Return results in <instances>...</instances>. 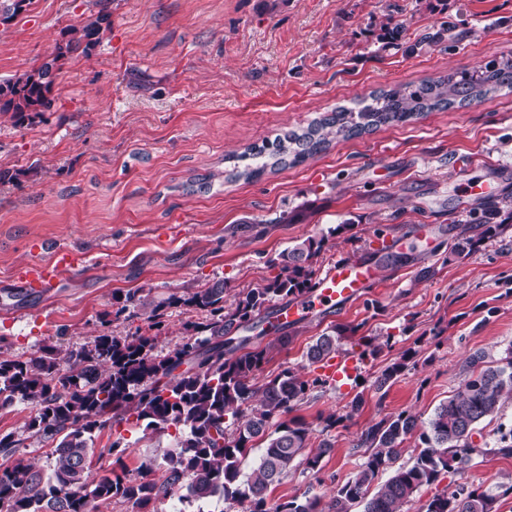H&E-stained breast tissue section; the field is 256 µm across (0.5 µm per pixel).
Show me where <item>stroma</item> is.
<instances>
[{"mask_svg":"<svg viewBox=\"0 0 512 512\" xmlns=\"http://www.w3.org/2000/svg\"><path fill=\"white\" fill-rule=\"evenodd\" d=\"M93 0H30L0 24V80L51 55L61 30ZM112 27L90 55L64 60L42 122L15 126L0 114V359L40 347L75 349L108 332L162 328L156 354L174 350L203 313L167 306L214 280L230 295L261 287L271 264L303 240H323L315 270L338 259L375 264L376 285L329 317L288 328L257 375L291 368L312 387L296 408L309 445L334 448L321 472L289 473L272 500L297 490L330 495L356 470L358 433L384 415L428 419L464 378L466 358L500 357L512 344V89L436 109L406 123L332 140L300 164L242 172L251 148L302 131L339 107L361 108L379 91L417 85L512 59V0H111ZM489 197L471 194L472 183ZM491 211L501 230L485 236L473 214ZM415 224L436 227V248L389 246ZM478 240L456 254L459 234ZM77 253L42 295L17 275ZM134 293L138 303L119 307ZM347 330L339 354L360 361V383L342 390L306 357L318 336ZM378 339L361 358L359 336ZM415 348L408 369L376 390L381 370ZM364 404L353 420L346 405ZM30 406L0 408V433L43 470L51 449L28 439ZM341 416L335 428L328 415ZM122 438L120 456L94 458L93 473L121 459L126 476L162 478L173 430L118 426L95 448ZM467 479L480 489L512 481V457L476 458Z\"/></svg>","mask_w":512,"mask_h":512,"instance_id":"1","label":"stroma"}]
</instances>
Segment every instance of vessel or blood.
I'll return each instance as SVG.
<instances>
[{
  "label": "vessel or blood",
  "instance_id": "1",
  "mask_svg": "<svg viewBox=\"0 0 512 512\" xmlns=\"http://www.w3.org/2000/svg\"><path fill=\"white\" fill-rule=\"evenodd\" d=\"M71 254L65 247L55 249V261L46 265H34L21 271L18 281L26 288L46 289L52 287L59 272L69 266ZM379 278L377 268L359 260L339 259L319 274L314 289L305 297L289 304H279L269 318L266 327L274 332L281 327L296 324L308 318H320L360 298L365 288L375 284ZM358 362L342 358L330 362L326 376L332 383L349 386L358 373Z\"/></svg>",
  "mask_w": 512,
  "mask_h": 512
}]
</instances>
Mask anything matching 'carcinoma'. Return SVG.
<instances>
[{"instance_id":"1","label":"carcinoma","mask_w":512,"mask_h":512,"mask_svg":"<svg viewBox=\"0 0 512 512\" xmlns=\"http://www.w3.org/2000/svg\"><path fill=\"white\" fill-rule=\"evenodd\" d=\"M29 0H0V24L24 10ZM97 11L62 31L54 52L40 65L0 80V114L14 125L36 123L53 105L51 97L59 62L75 54L88 55L110 29L108 0H95ZM512 88V60L489 61L480 72H460L419 85L396 86L358 110L340 108L313 122L302 133L277 140L268 160L253 155L248 177L267 167L297 163L319 152L329 136L348 138L369 128L406 123L424 112L446 108L459 100L480 99ZM323 241L307 239L282 254L279 272L260 288H252L226 304L227 284L217 280L173 297L206 314L188 327V336L170 353L154 354L157 336L139 334L121 339L103 333L77 349L46 346L27 360L0 359V407L14 403L35 408L26 425L29 437L53 445L52 472L16 458L21 440L0 434V507L6 512H92L93 504L119 497L133 512L173 496L181 501L217 499L245 503L247 512H403L424 486L441 475L465 478L479 456L512 457V427H500L479 446L472 441L478 426L496 416L512 398V344L495 359L476 350L466 360L467 375L452 397L441 403L426 421L401 411L387 414L364 428L356 448L361 461L352 477L336 487L329 500L305 490L284 502L269 498L270 488L296 467L318 471L332 444L324 440L306 451L309 428L299 417L281 421L305 399L309 381L288 368L262 385L256 374L271 346L247 348L251 338L238 336L253 320L268 314L269 304L301 295L314 287L313 258ZM342 336L324 333L306 352L317 363L338 351ZM405 353L375 380L382 390L407 369ZM66 370H61V364ZM236 419L235 435L224 436L226 417ZM145 422L154 429L170 426L180 432L177 448L167 453L163 479L152 470L129 480L115 472L90 478L95 434L115 423ZM418 436L420 449L410 466L382 478L400 455L404 443ZM259 448L258 462L243 470V459ZM502 493L456 483L423 506L424 512H498Z\"/></svg>"}]
</instances>
